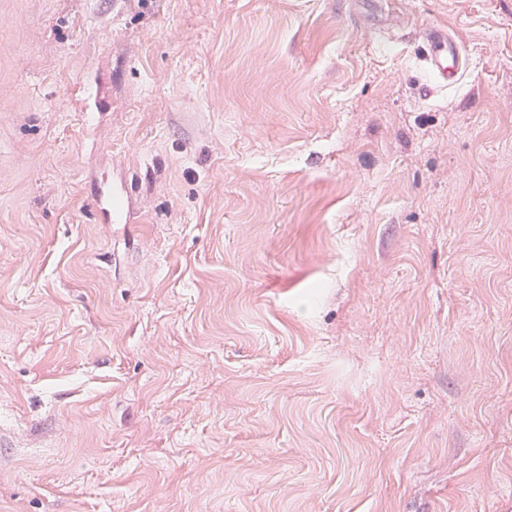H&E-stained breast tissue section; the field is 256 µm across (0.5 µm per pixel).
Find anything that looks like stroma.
<instances>
[{
  "instance_id": "obj_1",
  "label": "stroma",
  "mask_w": 512,
  "mask_h": 512,
  "mask_svg": "<svg viewBox=\"0 0 512 512\" xmlns=\"http://www.w3.org/2000/svg\"><path fill=\"white\" fill-rule=\"evenodd\" d=\"M0 512H512V0H0ZM428 46L425 60L432 75L433 84L428 91L452 87L462 71V50L444 29L432 26L424 34ZM112 183L101 185L92 197V206L98 217L106 223H112V211H116Z\"/></svg>"
}]
</instances>
